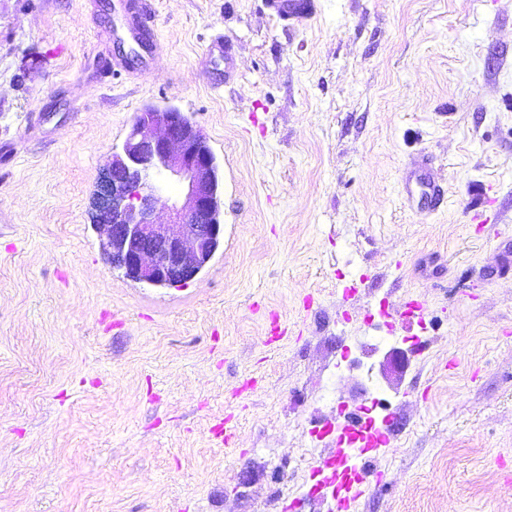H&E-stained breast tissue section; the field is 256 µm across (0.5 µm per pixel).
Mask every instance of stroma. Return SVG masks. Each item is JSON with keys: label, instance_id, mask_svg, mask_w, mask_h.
Masks as SVG:
<instances>
[{"label": "stroma", "instance_id": "1", "mask_svg": "<svg viewBox=\"0 0 512 512\" xmlns=\"http://www.w3.org/2000/svg\"><path fill=\"white\" fill-rule=\"evenodd\" d=\"M267 2L154 0L161 49L118 77L123 6L0 0V512H333L313 430L343 405L398 417L356 512H512V0ZM150 104L202 128L224 202L178 287L91 218ZM420 154L435 215L399 204ZM417 296L426 328L387 330ZM275 13L283 20L301 22L313 12L311 0H271Z\"/></svg>", "mask_w": 512, "mask_h": 512}]
</instances>
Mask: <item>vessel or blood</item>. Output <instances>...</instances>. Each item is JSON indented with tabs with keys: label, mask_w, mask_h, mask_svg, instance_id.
Returning <instances> with one entry per match:
<instances>
[{
	"label": "vessel or blood",
	"mask_w": 512,
	"mask_h": 512,
	"mask_svg": "<svg viewBox=\"0 0 512 512\" xmlns=\"http://www.w3.org/2000/svg\"><path fill=\"white\" fill-rule=\"evenodd\" d=\"M152 0H129L131 28L144 46L157 45L152 26ZM275 13L284 20L300 22L313 12L312 0H272ZM407 198L417 201L419 211L437 213L445 204V190L437 182L426 158L415 159L404 180ZM389 427H380L361 412L349 413L346 422L337 428L333 448L321 456L312 474L317 487L331 493L336 512H354L356 504L371 483L372 462L380 455L390 438Z\"/></svg>",
	"instance_id": "b4317fda"
}]
</instances>
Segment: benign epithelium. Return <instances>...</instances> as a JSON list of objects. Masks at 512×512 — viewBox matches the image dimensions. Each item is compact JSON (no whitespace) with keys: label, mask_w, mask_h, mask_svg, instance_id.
<instances>
[{"label":"benign epithelium","mask_w":512,"mask_h":512,"mask_svg":"<svg viewBox=\"0 0 512 512\" xmlns=\"http://www.w3.org/2000/svg\"><path fill=\"white\" fill-rule=\"evenodd\" d=\"M180 192L170 222L154 202L163 185ZM93 221L108 227L112 265L138 283L176 287L210 262L223 234L217 165L202 129L175 106H148L112 156L93 204Z\"/></svg>","instance_id":"1"}]
</instances>
